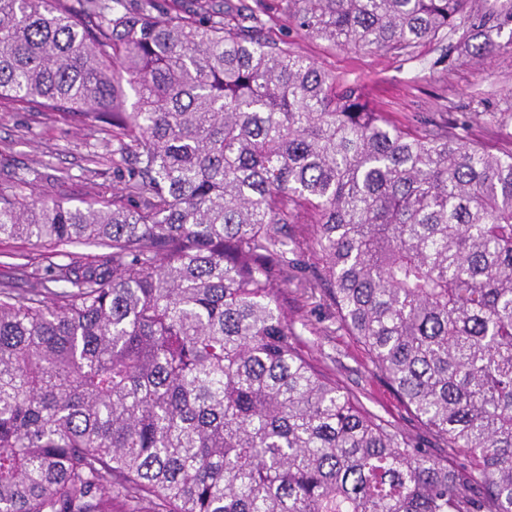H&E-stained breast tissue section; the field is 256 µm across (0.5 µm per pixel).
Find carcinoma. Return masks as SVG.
I'll list each match as a JSON object with an SVG mask.
<instances>
[{
  "mask_svg": "<svg viewBox=\"0 0 512 512\" xmlns=\"http://www.w3.org/2000/svg\"><path fill=\"white\" fill-rule=\"evenodd\" d=\"M281 2L405 56L512 24V0ZM263 27L219 0H0V98L112 129L124 184L70 206L0 182V240L110 249L0 285V512H512V152L470 138L479 112L396 124ZM292 286L430 439L301 354Z\"/></svg>",
  "mask_w": 512,
  "mask_h": 512,
  "instance_id": "cac0c4a2",
  "label": "carcinoma"
}]
</instances>
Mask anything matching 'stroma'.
<instances>
[{
    "label": "stroma",
    "instance_id": "stroma-1",
    "mask_svg": "<svg viewBox=\"0 0 512 512\" xmlns=\"http://www.w3.org/2000/svg\"><path fill=\"white\" fill-rule=\"evenodd\" d=\"M256 10L266 22L267 36L288 41L292 49L336 74L343 83L364 87L378 112L413 126L420 118L445 112L462 115L486 113V123L474 126V136L492 152L512 150V123L500 126L493 115L512 110V45L492 54L472 56L464 48L441 54L432 44L421 45L417 57L407 60L391 53H364L310 38L289 26L281 15V0H230ZM110 132L94 131L72 115L44 112L22 104L0 102V175L30 167L39 172L32 189L61 202L78 205L89 197V158L117 148ZM92 259L105 247L75 243L53 247L22 240L0 242V280L11 279L18 265L45 266L64 254ZM295 318L310 323L299 349L352 391L369 411L413 432L415 418L403 407L385 378L376 373L354 337L341 329L331 306H315L289 293Z\"/></svg>",
    "mask_w": 512,
    "mask_h": 512
}]
</instances>
